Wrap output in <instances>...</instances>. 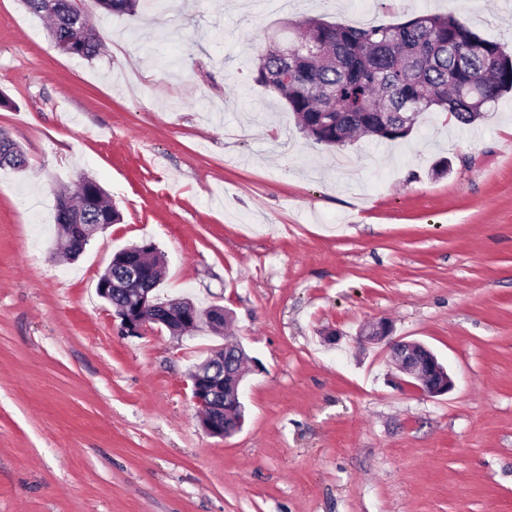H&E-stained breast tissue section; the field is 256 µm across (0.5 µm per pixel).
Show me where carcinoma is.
<instances>
[{"label":"carcinoma","mask_w":512,"mask_h":512,"mask_svg":"<svg viewBox=\"0 0 512 512\" xmlns=\"http://www.w3.org/2000/svg\"><path fill=\"white\" fill-rule=\"evenodd\" d=\"M140 0H102L121 15L136 13ZM33 14L49 19L53 44L72 43L71 56L92 59L101 40L75 0H23ZM288 52L274 46L258 53L256 81L287 104L300 129L313 143L340 148L357 135L386 143L406 139L419 117L445 112L459 126H470L512 90V58L502 47L472 31L452 14H419L399 24L345 26L320 17L288 24ZM0 153L21 169L20 146L0 133ZM93 196L84 209L71 211L72 224H114L119 210L94 179L85 177L74 192L56 195L55 223L70 202ZM147 255L145 285L158 288L164 255L151 241L117 252L98 284L106 283L124 256Z\"/></svg>","instance_id":"obj_1"}]
</instances>
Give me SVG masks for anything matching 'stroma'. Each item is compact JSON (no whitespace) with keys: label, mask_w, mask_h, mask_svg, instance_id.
Wrapping results in <instances>:
<instances>
[{"label":"stroma","mask_w":512,"mask_h":512,"mask_svg":"<svg viewBox=\"0 0 512 512\" xmlns=\"http://www.w3.org/2000/svg\"><path fill=\"white\" fill-rule=\"evenodd\" d=\"M105 47L60 54L0 0V512H512V95L473 126L312 144L254 59L282 0H78ZM453 12L512 54V0H308L348 25ZM446 172H439L440 162ZM122 219L55 252L54 192L80 177ZM153 241L161 297L219 305L251 359L244 424L207 436L187 385L215 335H121L96 282ZM386 318L455 387L395 380L360 330ZM337 334L329 343V334ZM2 152L3 155L6 156L8 163L2 164L0 162L1 169L5 167L21 169L26 166L27 161L20 146L13 140H10L8 137L0 133V153Z\"/></svg>","instance_id":"35a3bbf8"}]
</instances>
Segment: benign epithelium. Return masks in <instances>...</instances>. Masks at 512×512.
<instances>
[{
  "mask_svg": "<svg viewBox=\"0 0 512 512\" xmlns=\"http://www.w3.org/2000/svg\"><path fill=\"white\" fill-rule=\"evenodd\" d=\"M61 232L69 243L82 244L98 230L105 228L103 224H61ZM145 277L142 261L132 259L124 264L123 274L103 287L108 293L118 290L128 298V304L117 310L120 319V331L125 336H141L156 323L169 331L175 326L185 332L203 324L213 325L224 318V308H214L204 314L194 309H184L175 304L173 309H158L153 304L152 289L143 288ZM392 325L379 320L364 327L359 333L362 343H386L391 360L403 374L418 381V389L426 396L433 398L453 390L455 382L445 367L438 362L435 355L425 346L416 342L398 341L390 338ZM246 372L237 369L224 371V346L211 348L208 357L189 375L191 382L192 401L197 416L205 433L211 437L224 438L237 432L243 424V415L238 412L240 401V384Z\"/></svg>",
  "mask_w": 512,
  "mask_h": 512,
  "instance_id": "benign-epithelium-1",
  "label": "benign epithelium"
}]
</instances>
